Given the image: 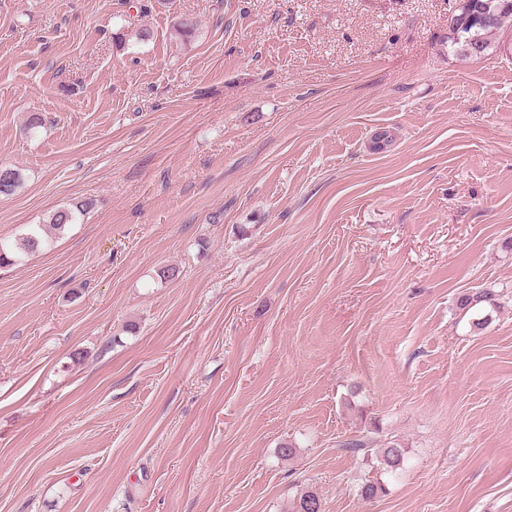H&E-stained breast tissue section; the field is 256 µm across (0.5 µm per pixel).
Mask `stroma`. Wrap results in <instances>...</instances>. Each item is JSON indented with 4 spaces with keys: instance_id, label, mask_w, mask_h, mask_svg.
I'll list each match as a JSON object with an SVG mask.
<instances>
[{
    "instance_id": "35a3bbf8",
    "label": "stroma",
    "mask_w": 512,
    "mask_h": 512,
    "mask_svg": "<svg viewBox=\"0 0 512 512\" xmlns=\"http://www.w3.org/2000/svg\"><path fill=\"white\" fill-rule=\"evenodd\" d=\"M447 32L448 0H0V239L95 202L0 268V512H512V55ZM385 448H376V459L382 470L396 473L402 469L405 461V448L395 441L387 443Z\"/></svg>"
}]
</instances>
